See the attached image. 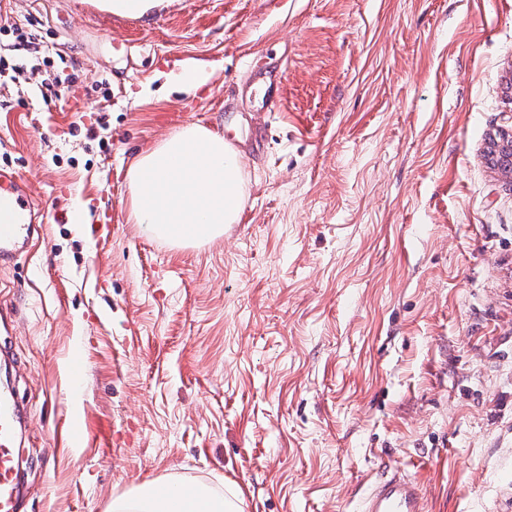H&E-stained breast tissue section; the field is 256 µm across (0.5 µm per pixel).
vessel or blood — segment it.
Wrapping results in <instances>:
<instances>
[{
	"label": "vessel or blood",
	"instance_id": "b4317fda",
	"mask_svg": "<svg viewBox=\"0 0 512 512\" xmlns=\"http://www.w3.org/2000/svg\"><path fill=\"white\" fill-rule=\"evenodd\" d=\"M39 218L27 181L13 167L0 165V261L13 259L32 242ZM16 413L0 406V512H17ZM362 512H425L418 480L398 472L378 481L364 496Z\"/></svg>",
	"mask_w": 512,
	"mask_h": 512
}]
</instances>
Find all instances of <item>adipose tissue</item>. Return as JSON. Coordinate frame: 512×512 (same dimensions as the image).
I'll use <instances>...</instances> for the list:
<instances>
[{
  "mask_svg": "<svg viewBox=\"0 0 512 512\" xmlns=\"http://www.w3.org/2000/svg\"><path fill=\"white\" fill-rule=\"evenodd\" d=\"M129 212L146 233L181 247L222 236L238 223L247 194L242 158L223 135L191 124L141 153L128 171ZM110 512H237L236 503L208 485L148 479Z\"/></svg>",
  "mask_w": 512,
  "mask_h": 512,
  "instance_id": "ef3b65f1",
  "label": "adipose tissue"
}]
</instances>
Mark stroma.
<instances>
[{
    "instance_id": "35a3bbf8",
    "label": "stroma",
    "mask_w": 512,
    "mask_h": 512,
    "mask_svg": "<svg viewBox=\"0 0 512 512\" xmlns=\"http://www.w3.org/2000/svg\"><path fill=\"white\" fill-rule=\"evenodd\" d=\"M3 24L75 76L59 98L31 61L0 79V157L46 214L0 264L19 512H109L148 478L356 512L396 467L426 512H497L512 174L486 152L512 131V0H171L135 26L0 0ZM188 66L207 84L167 85ZM190 124L241 151L248 192L176 247L131 222L127 169Z\"/></svg>"
}]
</instances>
